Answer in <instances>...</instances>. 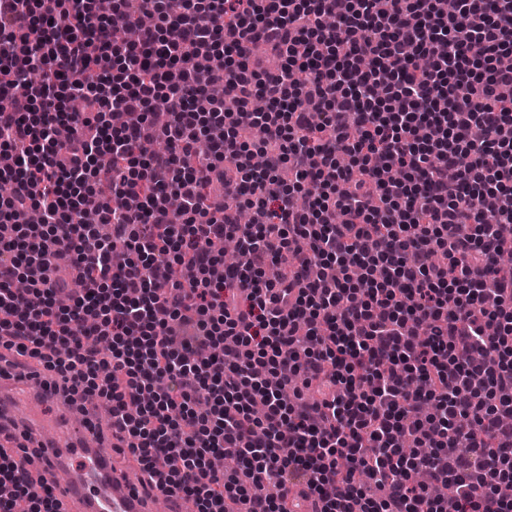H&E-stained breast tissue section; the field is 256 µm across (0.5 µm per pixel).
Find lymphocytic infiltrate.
<instances>
[{"label":"lymphocytic infiltrate","mask_w":512,"mask_h":512,"mask_svg":"<svg viewBox=\"0 0 512 512\" xmlns=\"http://www.w3.org/2000/svg\"><path fill=\"white\" fill-rule=\"evenodd\" d=\"M0 182V340L197 512H512V0H0Z\"/></svg>","instance_id":"1"}]
</instances>
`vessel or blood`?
<instances>
[{"mask_svg":"<svg viewBox=\"0 0 512 512\" xmlns=\"http://www.w3.org/2000/svg\"><path fill=\"white\" fill-rule=\"evenodd\" d=\"M14 352H0V422L17 420L42 450L40 464L54 481L61 512H152L149 500L134 491L141 473L116 471L101 444L107 426L100 411L83 416L78 428L62 434L52 413L21 412L14 392L28 389L32 400L66 409L60 384L51 378H33L16 372Z\"/></svg>","mask_w":512,"mask_h":512,"instance_id":"1","label":"vessel or blood"}]
</instances>
